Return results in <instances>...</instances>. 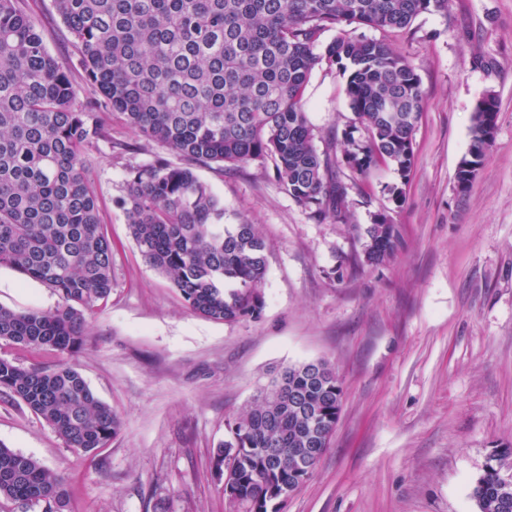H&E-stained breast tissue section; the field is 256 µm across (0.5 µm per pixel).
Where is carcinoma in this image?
<instances>
[{
	"mask_svg": "<svg viewBox=\"0 0 512 512\" xmlns=\"http://www.w3.org/2000/svg\"><path fill=\"white\" fill-rule=\"evenodd\" d=\"M76 61L47 50L41 25L20 0H0V267L50 288L47 311L0 306V340L32 350L79 351L91 316L112 291V242L98 217L85 155L108 139L112 113L149 140L195 163L271 159L273 173L314 218L348 223L344 162L365 176L391 165L405 200L413 131L424 108L412 61L382 40L347 30L408 28L448 0H53ZM339 34L323 49L321 37ZM336 68L354 124L319 152L303 98L313 70ZM93 90L80 98L75 77ZM498 103L478 101L454 192L463 206L491 154ZM363 130L364 136L354 137ZM342 160H337V154ZM122 204L144 261L165 276L196 315L216 322L262 310L268 244L254 224L224 223V201L193 170L165 160L131 169ZM364 262L396 254L400 235L383 214L365 228ZM330 362L286 367L274 388L228 424L213 470L230 471L234 512H282L285 496L311 476L301 455L328 448L342 387ZM0 392L52 427L66 447L90 456L121 421L66 362L25 367L0 358ZM512 450L492 456L473 485L479 512H512ZM65 512V476L0 443V500Z\"/></svg>",
	"mask_w": 512,
	"mask_h": 512,
	"instance_id": "1",
	"label": "carcinoma"
}]
</instances>
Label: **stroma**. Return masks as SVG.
Here are the masks:
<instances>
[{"label":"stroma","instance_id":"1","mask_svg":"<svg viewBox=\"0 0 512 512\" xmlns=\"http://www.w3.org/2000/svg\"><path fill=\"white\" fill-rule=\"evenodd\" d=\"M47 47L70 64L71 37L53 0H26ZM414 61L425 105L415 164L395 205L393 168L342 170L349 224L312 217L276 181L270 161L195 165L224 200V221L256 224L268 245L258 317L215 322L190 311L145 263L121 200L139 164L181 159L120 117L86 156L101 224L113 244L112 292L82 349L62 356L0 340V358L75 364L120 416L108 447L83 459L26 407L0 394V442L64 474L69 512H230L211 468L227 424L286 367L325 359L343 388L332 445L285 512H477L475 479L512 447V0H450L400 32L373 31ZM494 60L487 71L474 55ZM499 103L492 155L464 207L453 192L472 113ZM304 107L326 150L353 114L345 80L316 68ZM384 213L400 247L387 265L362 261L353 225ZM57 296L0 268V305L50 310Z\"/></svg>","mask_w":512,"mask_h":512}]
</instances>
